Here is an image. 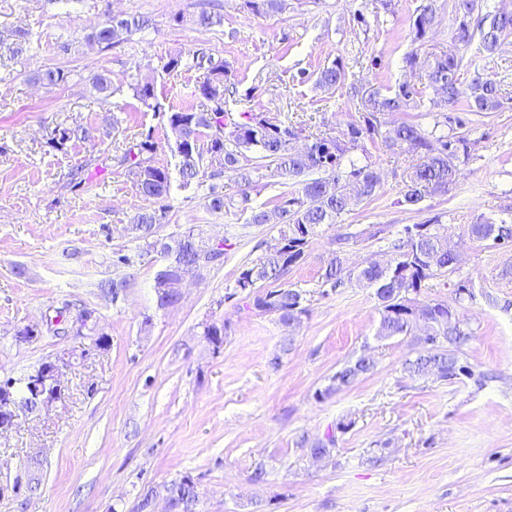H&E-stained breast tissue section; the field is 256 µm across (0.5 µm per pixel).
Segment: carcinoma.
Masks as SVG:
<instances>
[{
    "mask_svg": "<svg viewBox=\"0 0 512 512\" xmlns=\"http://www.w3.org/2000/svg\"><path fill=\"white\" fill-rule=\"evenodd\" d=\"M247 5L257 13L278 12L286 8V0H247ZM477 7V0H453L451 8L460 18L454 45L422 60L418 54H412L408 64L412 68L419 64L426 67L429 85L443 95L444 105H453L464 98L468 111L487 116L501 106L498 89L478 77L467 87H462L461 71L470 68L473 60L460 51L459 45L466 46L477 38L486 55L498 52L503 41L512 35V13H487L473 27L471 19ZM433 21L431 5L419 8L412 23L413 40L424 41ZM148 25L149 19L142 15L112 16L87 35L86 40L108 48L120 41L122 35H130ZM192 63L206 70V76L198 86L199 95L209 102L206 107L191 106L168 112L158 101L154 87L143 84L132 86L134 96L153 111L166 115L167 125L174 135L181 185L187 187L200 182L206 176L205 159L216 161L224 172L236 175L239 190L235 194H226L217 186H210V209L226 213L233 209L247 211L250 224L280 225L282 249L269 252L244 267L224 299L249 295L252 303L247 308L274 314L288 325L297 324L307 312L305 291L291 285L264 291L260 287L266 282L282 280L304 260L309 242L321 225L337 223L354 202L362 197H373L381 188V176L375 165H352L348 169L344 166V157L350 150L364 148L362 139L373 138L375 125L371 116L378 112H405L411 108L430 112L439 106V102L425 101L422 91L407 82L385 93L355 87L352 95L360 99V105L368 113L364 125L351 122L336 136L321 134L315 137L313 150L301 153L292 147V138L302 134L301 128L284 121L272 122L253 112L244 111L238 118L232 117L227 109L226 84L229 79L224 62L194 52ZM346 79V67L336 59L317 74L315 85L329 90L344 85ZM440 116L442 125L449 129L446 135L438 136L435 131L419 124L402 123L390 129L384 137L383 143L388 150L395 152L407 144L418 155V162L409 167L398 200L408 208L419 205L429 195L448 193L459 176L457 161L469 159L467 137L455 134V130L466 125V119L450 112H442ZM205 130L209 131V140L203 147L200 135ZM153 148V133L149 131L144 140L125 149L120 163L135 170L139 191L145 198L162 202L169 197L171 176L167 169L152 165L143 157V153ZM268 172L279 177L282 185L289 184L294 189L280 193L270 210L249 206L250 189ZM166 210L167 206L162 204L139 213L134 221L142 241L141 255L158 251L169 257V265L155 278L158 303L162 307L178 300L177 289L168 287V283L181 271L196 263L204 266L216 262V257L208 255L209 244L192 227L166 239L155 237L154 226L161 223ZM467 233L477 242L491 240L512 245V224L503 219L498 223L487 220L471 224ZM391 249L393 257L387 264L368 261L354 269L347 265L344 253L337 252L320 275V287L335 290L354 279L375 289L380 314L378 337H411L412 356L403 363V372L409 378L426 376L433 370L442 380L463 376L482 384L485 374L474 373L460 359L462 347L471 338L466 324L448 316L447 303L419 299L422 290L429 287V281L447 275L455 266L456 256L448 251V240L440 238L431 222L407 224L402 236L391 244ZM426 319L434 334L445 337L443 345L431 348L417 337L415 327ZM375 366L373 358L358 357L336 372L326 392L352 385L371 373ZM8 381L15 385L13 391L24 412L41 409L39 399L30 395L28 377H10ZM197 502L196 486L188 476L172 482L167 488L169 512H174L176 506L181 507L182 512H195Z\"/></svg>",
    "mask_w": 512,
    "mask_h": 512,
    "instance_id": "carcinoma-1",
    "label": "carcinoma"
}]
</instances>
